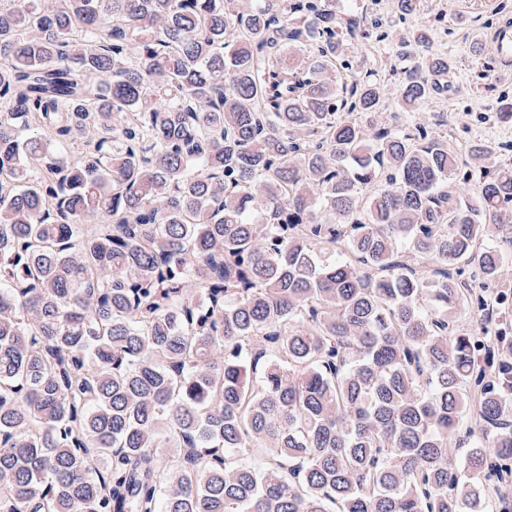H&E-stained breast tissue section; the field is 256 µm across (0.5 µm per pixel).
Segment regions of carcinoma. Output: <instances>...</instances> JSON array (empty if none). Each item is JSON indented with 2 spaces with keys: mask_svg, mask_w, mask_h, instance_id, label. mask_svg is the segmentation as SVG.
Listing matches in <instances>:
<instances>
[{
  "mask_svg": "<svg viewBox=\"0 0 512 512\" xmlns=\"http://www.w3.org/2000/svg\"><path fill=\"white\" fill-rule=\"evenodd\" d=\"M377 5L0 0V512H512V157Z\"/></svg>",
  "mask_w": 512,
  "mask_h": 512,
  "instance_id": "obj_1",
  "label": "carcinoma"
}]
</instances>
